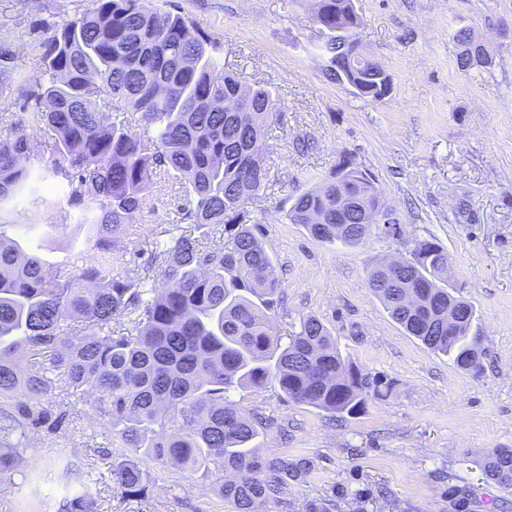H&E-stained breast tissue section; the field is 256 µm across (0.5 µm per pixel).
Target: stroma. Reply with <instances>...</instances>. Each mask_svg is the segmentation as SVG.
I'll use <instances>...</instances> for the list:
<instances>
[{
	"label": "stroma",
	"mask_w": 512,
	"mask_h": 512,
	"mask_svg": "<svg viewBox=\"0 0 512 512\" xmlns=\"http://www.w3.org/2000/svg\"><path fill=\"white\" fill-rule=\"evenodd\" d=\"M362 47L391 81L383 100L368 101L325 74L327 58L312 0H152L177 11L216 43L225 70L269 89L281 123L264 135L269 184L247 206L272 257L282 291L273 324L281 339L315 317L343 356L384 376L392 392L355 416L294 403L277 387L235 388L227 397L267 417L258 442L312 469L259 512H448V496H475L478 512H512V495L485 479L486 458L512 448V0H354ZM92 0H0V113L18 111L21 73L36 69L46 22L91 8ZM465 28L488 57L461 66L454 39ZM312 148L302 152L298 142ZM375 176L385 204L400 218L394 237L372 235L360 247L324 244L286 223L288 197L327 181L341 163ZM186 197L171 182L127 224L118 247L122 275L157 274L144 242L172 224ZM0 233L47 265L90 252L87 231L66 224L60 192L15 201L0 212ZM448 251V286L476 310L482 371L472 375L427 349L393 322L370 291L376 264L411 258L417 241ZM85 420L67 436L101 512H228L214 474L169 467L153 472L145 499L124 497L112 479L120 447L112 428ZM52 471L44 494L68 485L51 438L35 435L19 468Z\"/></svg>",
	"instance_id": "35a3bbf8"
}]
</instances>
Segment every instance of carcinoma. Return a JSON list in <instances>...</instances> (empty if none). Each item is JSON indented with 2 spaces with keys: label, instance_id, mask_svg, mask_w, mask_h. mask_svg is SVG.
Segmentation results:
<instances>
[{
  "label": "carcinoma",
  "instance_id": "1",
  "mask_svg": "<svg viewBox=\"0 0 512 512\" xmlns=\"http://www.w3.org/2000/svg\"><path fill=\"white\" fill-rule=\"evenodd\" d=\"M314 21L326 75L364 98L385 97L374 65L354 55L363 26L354 0H315ZM47 33L38 72L21 76V115L0 129V212L50 175L68 216L87 226L96 258L77 255L52 270L0 234V484L15 485L33 433L64 439V423L79 413L111 425L127 449L112 468L125 497L150 493L143 466L174 465L224 474L215 489L231 512H256L301 481L308 464L257 448L268 423L228 400L230 389L273 384L297 404L350 416L390 392L342 356L320 320H303L284 347L273 331L281 282L245 205L268 183L264 135L280 108L268 89L220 69L207 35L151 0H93ZM31 123L55 136L43 166L33 163ZM164 177L184 188L190 224L146 243L156 277L125 278L115 244ZM289 201L287 223L323 243H366L372 232L357 222L359 207L382 211L387 235L399 224L375 179L349 163ZM214 235V245L203 243ZM447 283L448 251L431 240L368 278L406 333L477 375L475 309ZM59 456L76 492L57 512H100L82 466L65 448ZM483 471L511 492L512 448L498 449ZM47 481L31 476L15 512H49Z\"/></svg>",
  "mask_w": 512,
  "mask_h": 512
}]
</instances>
